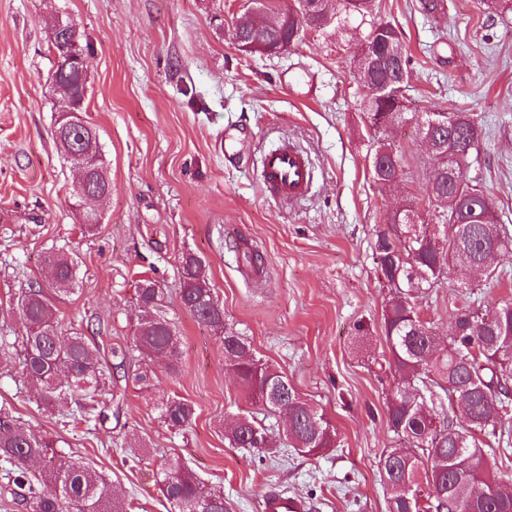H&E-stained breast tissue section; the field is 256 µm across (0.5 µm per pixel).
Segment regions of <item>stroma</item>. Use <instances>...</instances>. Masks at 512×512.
Here are the masks:
<instances>
[{"label":"stroma","instance_id":"stroma-1","mask_svg":"<svg viewBox=\"0 0 512 512\" xmlns=\"http://www.w3.org/2000/svg\"><path fill=\"white\" fill-rule=\"evenodd\" d=\"M377 3L412 59L411 111L451 108L482 123L465 177L512 228V0H447L432 17L418 0ZM245 12L242 0H0V337L20 333L10 301L43 277L42 259L55 249L80 259L58 318L66 329L98 325L89 340L104 367L113 350L136 352L141 278L160 282L181 334L179 373L154 361L150 386L118 379L97 423L73 426L40 409L16 362L0 366V405L61 440L130 512H168L154 479L167 459L222 491L230 512H264L275 493L305 499L307 512H386L379 460L397 445L385 419L394 378L380 370L388 290L371 246L399 198L415 197L428 215L432 161L405 124L390 136L406 161L404 182L393 192L374 182L363 89L349 63L364 33L356 22L306 30L279 56H245L232 38ZM58 14L88 47L82 118L99 132L112 181L93 227L80 219L77 171L54 138L48 27ZM239 131L249 136L244 152L225 155V136ZM284 140L313 164L309 193L288 205L264 195L258 171L262 152ZM229 227L259 247L264 279L243 273L226 245ZM186 252L204 260L225 323L327 415L338 448H285L271 462L225 440L246 403L220 342L180 302ZM459 302L451 279L418 307L444 337ZM174 396L195 407L187 429L159 417V403Z\"/></svg>","mask_w":512,"mask_h":512}]
</instances>
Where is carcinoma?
<instances>
[{"label": "carcinoma", "mask_w": 512, "mask_h": 512, "mask_svg": "<svg viewBox=\"0 0 512 512\" xmlns=\"http://www.w3.org/2000/svg\"><path fill=\"white\" fill-rule=\"evenodd\" d=\"M296 7L280 10L278 0H260L262 19L236 25L233 41L254 45L253 53L268 54L293 47L307 28H321L336 18H358L368 24L364 39L377 63L369 71L372 90L399 84L410 72L411 59L399 28L374 16L375 0H295ZM70 18L59 16L50 27L49 51L64 55ZM53 86L70 87L85 102L87 74L69 65H55L49 74ZM364 118L382 115L388 128L405 124L415 113L364 93L359 102ZM456 122L435 129L432 139L459 152L441 168H432L425 186L433 204L434 222L419 219L415 198L393 214L399 226L386 225L376 239L392 238L389 250L372 252L383 275L389 298L384 310L388 358L384 369L396 385L386 397L388 426L399 447L387 450L379 461L386 491L387 512H512V299L493 314L467 301L453 313L454 329L439 342L417 307L419 296L441 287L448 275L484 272L490 283H500V263L512 257V231L497 223L492 199L466 180L464 166L477 149L482 127L465 112H451ZM374 134L373 179L382 189L398 183L389 178V163L377 155L391 147L383 130L369 124ZM55 139L66 155L81 153L97 158L83 183L73 192L107 197L112 182L100 155L99 134L85 123L76 125L58 115ZM44 281L33 280L16 297V308L25 336L0 343V359L18 358L26 377L38 385L37 402L45 409L65 402L74 405V420L96 416L106 376L96 349L79 330L63 334L54 304L70 293L78 280L74 254L52 251L43 260ZM183 307L221 342L224 362L239 381L251 405L274 415L288 406L284 427L290 447L314 456L337 445L336 428L305 401L288 379L257 359L247 339L224 324V306L207 283L202 260L192 253L179 260ZM141 319L135 330V347L143 360L162 357L171 373L179 370L180 334L163 313L164 289L154 279L136 286ZM115 372L147 385L148 368L131 369L127 354L113 352ZM448 399L455 418L442 419L434 412L436 401ZM194 406L186 399L161 402L160 418L170 427L191 425ZM225 438L234 448H265L268 428L250 415L237 416ZM0 460L10 464L5 488L25 512H127L126 503L112 493L108 482L94 469L57 450V441L34 432L6 407H0ZM170 512H224V493L200 481L176 460L160 464L156 472ZM49 482L55 491L46 494L40 485Z\"/></svg>", "instance_id": "1"}]
</instances>
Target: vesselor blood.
<instances>
[{
	"label": "vessel or blood",
	"instance_id": "vessel-or-blood-1",
	"mask_svg": "<svg viewBox=\"0 0 512 512\" xmlns=\"http://www.w3.org/2000/svg\"><path fill=\"white\" fill-rule=\"evenodd\" d=\"M260 168L268 196L279 203L301 198L312 181L309 158L289 143L266 150Z\"/></svg>",
	"mask_w": 512,
	"mask_h": 512
}]
</instances>
